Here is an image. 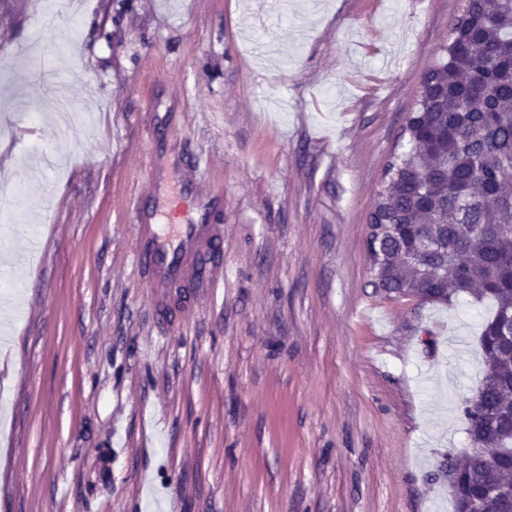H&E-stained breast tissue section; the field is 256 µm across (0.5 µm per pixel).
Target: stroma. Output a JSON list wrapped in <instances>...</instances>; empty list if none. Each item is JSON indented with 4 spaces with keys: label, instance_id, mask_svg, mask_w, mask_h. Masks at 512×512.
I'll return each instance as SVG.
<instances>
[{
    "label": "stroma",
    "instance_id": "1",
    "mask_svg": "<svg viewBox=\"0 0 512 512\" xmlns=\"http://www.w3.org/2000/svg\"><path fill=\"white\" fill-rule=\"evenodd\" d=\"M465 0H0V124L82 99L67 140L0 143V512H454L491 302L376 293L366 217ZM148 84L219 178L224 276L154 297L112 213ZM64 199L48 211L50 195ZM38 305L36 321L24 319Z\"/></svg>",
    "mask_w": 512,
    "mask_h": 512
}]
</instances>
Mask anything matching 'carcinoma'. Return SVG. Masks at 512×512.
Wrapping results in <instances>:
<instances>
[{
	"mask_svg": "<svg viewBox=\"0 0 512 512\" xmlns=\"http://www.w3.org/2000/svg\"><path fill=\"white\" fill-rule=\"evenodd\" d=\"M387 163L366 235L372 285L389 297L491 300L479 337L484 374L463 403L477 455L448 454L454 500L512 512V350L499 343L512 315V0H466L447 54L421 77Z\"/></svg>",
	"mask_w": 512,
	"mask_h": 512,
	"instance_id": "1",
	"label": "carcinoma"
}]
</instances>
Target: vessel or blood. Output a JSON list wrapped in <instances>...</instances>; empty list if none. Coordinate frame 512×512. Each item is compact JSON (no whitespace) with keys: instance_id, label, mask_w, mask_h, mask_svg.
<instances>
[{"instance_id":"1","label":"vessel or blood","mask_w":512,"mask_h":512,"mask_svg":"<svg viewBox=\"0 0 512 512\" xmlns=\"http://www.w3.org/2000/svg\"><path fill=\"white\" fill-rule=\"evenodd\" d=\"M178 118L172 111L152 112L141 145L146 166L115 186L112 208L136 228L134 262L149 274L150 288L162 292L190 281L207 291L217 287L220 270L214 260L219 232L209 218L212 210L223 205L224 192L215 182L200 179L190 166L185 171L182 195L193 198V214L181 217V196L165 197L168 130Z\"/></svg>"}]
</instances>
